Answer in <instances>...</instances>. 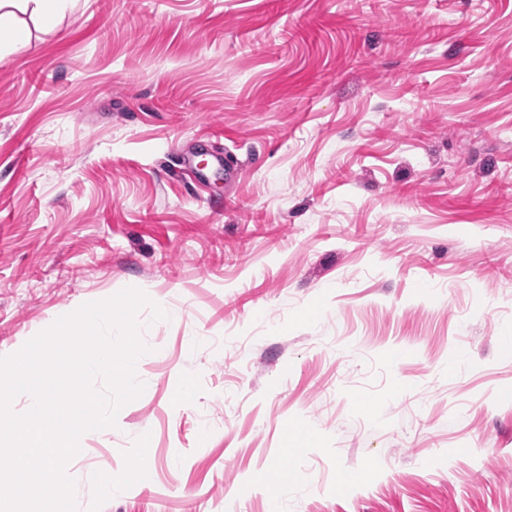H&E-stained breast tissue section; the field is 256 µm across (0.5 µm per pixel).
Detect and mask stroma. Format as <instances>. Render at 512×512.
I'll use <instances>...</instances> for the list:
<instances>
[{"instance_id":"1","label":"stroma","mask_w":512,"mask_h":512,"mask_svg":"<svg viewBox=\"0 0 512 512\" xmlns=\"http://www.w3.org/2000/svg\"><path fill=\"white\" fill-rule=\"evenodd\" d=\"M18 22L0 354L150 299L145 390L70 461L79 512H512V0H72ZM280 461L284 497L262 479Z\"/></svg>"}]
</instances>
